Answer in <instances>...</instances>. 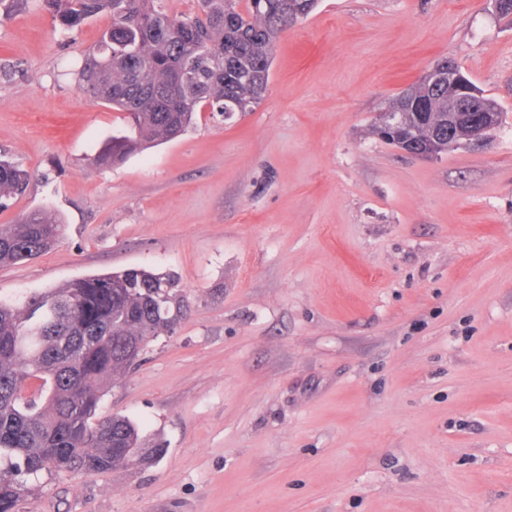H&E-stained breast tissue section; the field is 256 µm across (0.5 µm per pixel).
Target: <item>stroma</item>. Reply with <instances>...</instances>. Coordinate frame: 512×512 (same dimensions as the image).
Masks as SVG:
<instances>
[{
	"label": "stroma",
	"mask_w": 512,
	"mask_h": 512,
	"mask_svg": "<svg viewBox=\"0 0 512 512\" xmlns=\"http://www.w3.org/2000/svg\"><path fill=\"white\" fill-rule=\"evenodd\" d=\"M110 23L65 31L39 0L0 21V151L33 174L0 224L64 222L54 248L0 267V297L177 275L187 317L100 402L166 452L43 473L16 512H512V17L319 0L253 111H198L100 169L124 121L76 72ZM440 59L502 122L418 159L371 123Z\"/></svg>",
	"instance_id": "stroma-1"
}]
</instances>
